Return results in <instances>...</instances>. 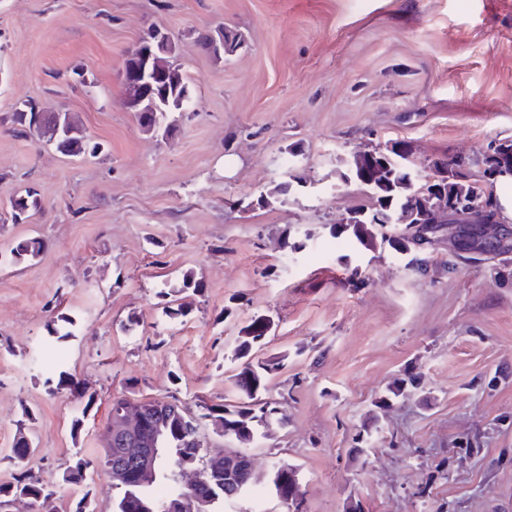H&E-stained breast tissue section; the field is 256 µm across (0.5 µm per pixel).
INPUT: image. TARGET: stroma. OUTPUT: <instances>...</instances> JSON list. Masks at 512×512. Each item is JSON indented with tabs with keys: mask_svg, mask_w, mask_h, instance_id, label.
<instances>
[{
	"mask_svg": "<svg viewBox=\"0 0 512 512\" xmlns=\"http://www.w3.org/2000/svg\"><path fill=\"white\" fill-rule=\"evenodd\" d=\"M219 26L241 44L217 63L198 36ZM153 29L193 91L164 136L142 132L120 78ZM27 101L99 151L19 137ZM510 139L512 0H0V212L39 200L0 223V483L22 436L35 475L100 460L117 397L237 402L235 338L266 316L285 424L245 443L208 426L205 445L296 465L304 512H512V263L452 273L441 242L429 275L405 269L344 231L369 198L342 177L358 152L402 144L422 168ZM28 238L39 256L14 264ZM82 492L112 512L98 475L59 481L52 512Z\"/></svg>",
	"mask_w": 512,
	"mask_h": 512,
	"instance_id": "stroma-1",
	"label": "stroma"
}]
</instances>
